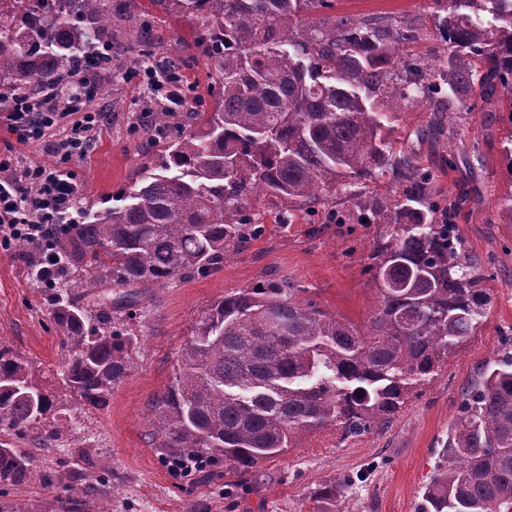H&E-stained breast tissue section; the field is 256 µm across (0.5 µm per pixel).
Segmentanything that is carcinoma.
<instances>
[{
	"label": "carcinoma",
	"instance_id": "obj_1",
	"mask_svg": "<svg viewBox=\"0 0 512 512\" xmlns=\"http://www.w3.org/2000/svg\"><path fill=\"white\" fill-rule=\"evenodd\" d=\"M151 2L198 23L218 90L212 109L166 136L158 171L122 204L58 230L59 385L82 409L105 406L134 366L137 339L119 325L140 304L136 289L205 276L239 254L256 235L254 190L300 209L339 183L360 223L379 230L369 325L298 299L285 278L224 296L196 320L155 402L156 448L246 471L327 425L357 437L390 421L475 334L492 297L455 225L436 219L430 174L414 152L392 151L380 100L438 112L505 102L512 123V0H435L445 54L433 64L400 55L420 28L320 15L330 0ZM117 23L110 0H0V106L95 86L88 49ZM387 175L410 187L404 201L354 189ZM53 407L31 364L0 343V432L59 441L71 419H48ZM35 478L50 487L55 474L0 442V484ZM0 512L72 507L0 500ZM418 512H512V355L462 391Z\"/></svg>",
	"mask_w": 512,
	"mask_h": 512
}]
</instances>
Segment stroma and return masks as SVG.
Listing matches in <instances>:
<instances>
[{
	"label": "stroma",
	"instance_id": "stroma-1",
	"mask_svg": "<svg viewBox=\"0 0 512 512\" xmlns=\"http://www.w3.org/2000/svg\"><path fill=\"white\" fill-rule=\"evenodd\" d=\"M433 0H333L329 15L356 19L406 20L421 27L423 39L407 45L419 56L442 43L434 24ZM153 44L138 43L137 23L122 22L112 35L113 58L122 68L100 74L83 108L100 112L94 150L76 162L78 204L85 211L112 206L113 198L138 185L145 168L162 153L160 124L175 126L181 114H162L156 97L140 83L138 57L149 50L157 63L177 64L183 90L196 107L212 104L210 67L199 57L201 31L193 20L150 7L146 19ZM389 131L394 148L413 150L433 175L440 198L463 192L464 209L453 222L463 250L477 265L492 302L474 336L442 365L430 382L408 399L390 422L369 433L342 439L335 426L307 434L299 447L258 463L250 471L206 461L178 469L154 446L152 402L170 386L180 350L196 319L212 304L241 288L279 277L299 287V296L357 327L368 325L376 305L370 255L375 225L353 219L344 192L279 217L283 202L260 194L258 233L248 248L208 276L176 280L150 289L129 327L138 337L132 373L118 384L106 406L77 421L68 445L46 448L25 440L38 469L61 472L51 487L34 481L23 487L0 485V498L19 503L81 500L108 479L112 512H316L314 492L332 485L333 512H417L423 488L438 464L441 442L454 423L462 390L472 386L489 361L512 345V218L499 209L512 192L504 137L512 122L500 105L449 115L450 135L420 137L433 119L431 107L395 111ZM31 254L0 249V340L28 360L38 379L55 386L64 351L54 321L51 289L30 277ZM332 447H323L325 438Z\"/></svg>",
	"mask_w": 512,
	"mask_h": 512
}]
</instances>
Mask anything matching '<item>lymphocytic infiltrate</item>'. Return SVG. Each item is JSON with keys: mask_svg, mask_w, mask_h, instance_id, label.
Masks as SVG:
<instances>
[{"mask_svg": "<svg viewBox=\"0 0 512 512\" xmlns=\"http://www.w3.org/2000/svg\"><path fill=\"white\" fill-rule=\"evenodd\" d=\"M96 112L60 111L49 107L30 111L14 104L0 114L16 136L17 144L49 140L57 160L53 166H21L0 159V247L16 242L43 249L60 225L73 223L77 200L75 161L85 158L93 147L99 129Z\"/></svg>", "mask_w": 512, "mask_h": 512, "instance_id": "f902f5d3", "label": "lymphocytic infiltrate"}]
</instances>
